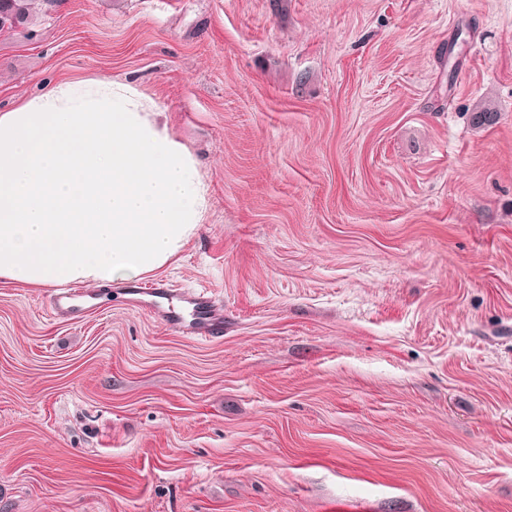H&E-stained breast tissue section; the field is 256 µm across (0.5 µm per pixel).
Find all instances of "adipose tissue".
Segmentation results:
<instances>
[{
  "mask_svg": "<svg viewBox=\"0 0 512 512\" xmlns=\"http://www.w3.org/2000/svg\"><path fill=\"white\" fill-rule=\"evenodd\" d=\"M154 109L134 83L97 80L0 113V279L102 287L180 251L207 191Z\"/></svg>",
  "mask_w": 512,
  "mask_h": 512,
  "instance_id": "adipose-tissue-1",
  "label": "adipose tissue"
}]
</instances>
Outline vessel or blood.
Segmentation results:
<instances>
[{
    "label": "vessel or blood",
    "instance_id": "b4317fda",
    "mask_svg": "<svg viewBox=\"0 0 512 512\" xmlns=\"http://www.w3.org/2000/svg\"><path fill=\"white\" fill-rule=\"evenodd\" d=\"M123 292L137 307L149 312L179 334L202 340H216L224 336V313L220 305L201 292L175 294L165 282H138L124 285ZM79 292L63 288L54 296L56 315L79 317L85 311L78 304Z\"/></svg>",
    "mask_w": 512,
    "mask_h": 512
}]
</instances>
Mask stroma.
<instances>
[{"label": "stroma", "instance_id": "stroma-1", "mask_svg": "<svg viewBox=\"0 0 512 512\" xmlns=\"http://www.w3.org/2000/svg\"><path fill=\"white\" fill-rule=\"evenodd\" d=\"M133 81L209 208L63 319L0 280V512H512V0H59L0 113ZM493 122H478L484 108ZM137 307L149 312L179 334L202 340L224 336V312L211 297L201 292H186L177 299L193 307L195 318L186 321L180 306L173 303L176 289L163 281L129 283L122 287Z\"/></svg>", "mask_w": 512, "mask_h": 512}]
</instances>
